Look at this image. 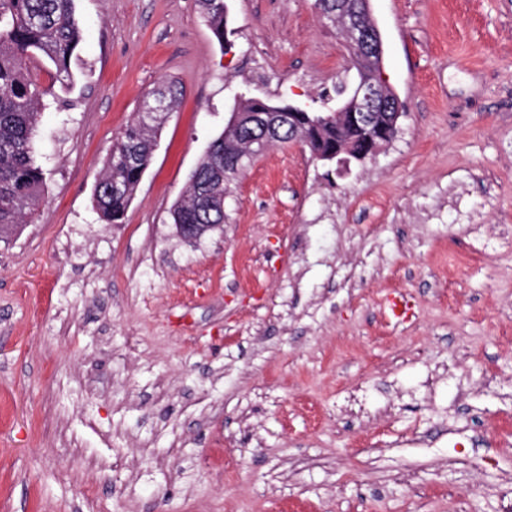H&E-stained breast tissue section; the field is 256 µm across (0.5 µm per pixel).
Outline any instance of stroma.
<instances>
[{
  "mask_svg": "<svg viewBox=\"0 0 512 512\" xmlns=\"http://www.w3.org/2000/svg\"><path fill=\"white\" fill-rule=\"evenodd\" d=\"M224 2L223 44L198 0H75L43 200L0 242V512H507L512 0H370L395 140L346 172L271 148L191 246L169 211L236 96L356 78L314 0ZM170 81L103 223L114 141ZM180 96L181 91L174 83L148 93L143 109L154 112L153 118L142 121L138 116L124 129L113 146L104 174L98 180L93 193L94 208L105 223H122L125 211L142 179V173L152 162L156 135L162 124L160 112L171 111ZM150 98L157 101L158 105L149 106Z\"/></svg>",
  "mask_w": 512,
  "mask_h": 512,
  "instance_id": "obj_1",
  "label": "stroma"
}]
</instances>
